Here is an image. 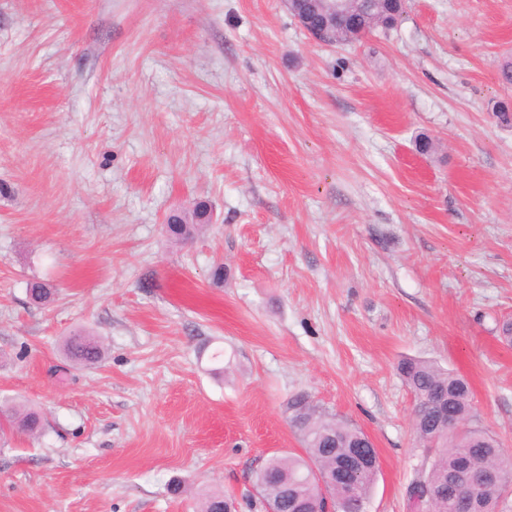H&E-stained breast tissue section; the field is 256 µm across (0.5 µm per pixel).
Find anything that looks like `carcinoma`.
<instances>
[{
	"mask_svg": "<svg viewBox=\"0 0 512 512\" xmlns=\"http://www.w3.org/2000/svg\"><path fill=\"white\" fill-rule=\"evenodd\" d=\"M404 6L378 9L377 26L391 29L398 23ZM208 204L199 202L194 209L180 216V223L169 225L170 234L187 239L204 227L201 217ZM67 355L75 362L95 365L102 359V349L92 337L73 333L64 341ZM399 371L411 389L419 418L414 429L421 447L433 452L432 462L425 471V481L434 495L427 500L424 512H451L448 495L441 492L449 477L463 468L475 476L509 462L499 442L489 431L476 424L473 394L468 381L433 363L407 359ZM448 393V412L456 415L460 430L435 440L439 431L438 417L429 411L426 400L433 392ZM289 423L304 446L306 456L274 455L264 468L253 474L257 494L249 506L266 508L278 502L281 512H319L323 508L324 487L312 466L336 478V503L340 512H365V506L375 483L378 467L363 469L352 482L339 472L341 461L351 455L357 445L366 440L364 432L314 404L309 396L299 394L288 402ZM42 429V418L34 409L22 412L13 407H0V432L34 435ZM484 512H499L500 500L512 495V486L505 483L497 489L477 488ZM200 512H236V502L221 493L205 495Z\"/></svg>",
	"mask_w": 512,
	"mask_h": 512,
	"instance_id": "obj_1",
	"label": "carcinoma"
}]
</instances>
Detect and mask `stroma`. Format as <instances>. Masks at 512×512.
<instances>
[{"instance_id":"35a3bbf8","label":"stroma","mask_w":512,"mask_h":512,"mask_svg":"<svg viewBox=\"0 0 512 512\" xmlns=\"http://www.w3.org/2000/svg\"><path fill=\"white\" fill-rule=\"evenodd\" d=\"M506 58L512 0H406L336 46L283 0H0V404L45 419L0 437V512L244 498L303 454L299 393L371 437L367 512H412L406 358L464 377L512 454ZM208 209V204L205 202H199L191 212H185L183 215H181L180 221L186 222L188 224H179L177 220H170V218H174L175 215L169 216L167 224H169L170 234L177 239H188L198 229H201L207 225L201 222V217L202 214H204V212ZM67 355L75 362L84 365H95L102 359V349L91 336L73 333L64 341Z\"/></svg>"}]
</instances>
